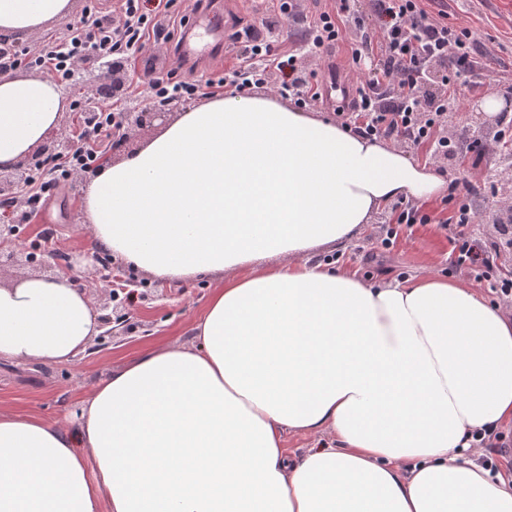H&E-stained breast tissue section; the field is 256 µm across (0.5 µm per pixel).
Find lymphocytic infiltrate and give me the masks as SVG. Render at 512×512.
Returning a JSON list of instances; mask_svg holds the SVG:
<instances>
[{
  "label": "lymphocytic infiltrate",
  "mask_w": 512,
  "mask_h": 512,
  "mask_svg": "<svg viewBox=\"0 0 512 512\" xmlns=\"http://www.w3.org/2000/svg\"><path fill=\"white\" fill-rule=\"evenodd\" d=\"M186 11L181 0H116L108 9L100 0H87L81 16L67 21V36L61 41L35 50L0 45V70L34 69L65 84L79 66L114 56L133 57L149 44L173 43L186 23ZM476 40L470 29L435 17L424 0H369L364 10L355 0H337L335 9L321 11L309 22L305 38L306 54L312 59L340 42L350 44L356 98L351 111L339 112L342 126L370 139L407 142L436 161L469 154L479 163L500 143L512 141V123L491 140L481 134L459 139L442 133L449 111H462L472 86L480 82L473 58ZM235 54L237 68L203 82L193 79L185 60H176L167 71L149 75L141 96L159 104L172 96L198 98L223 87L241 93L264 83L273 70L278 91L298 105L321 100L317 74L300 67L296 50L267 40H240ZM120 129L121 113L110 103L88 114L75 146L47 161L33 176L23 201L25 216L37 214L46 195L73 174L93 168ZM473 191L472 184L453 182L442 200L453 243L451 265L487 283L497 297L511 300L512 271L500 267L496 242L508 227L496 225L492 239L473 238L471 226L479 216L470 204Z\"/></svg>",
  "instance_id": "1"
}]
</instances>
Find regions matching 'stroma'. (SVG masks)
<instances>
[{"label":"stroma","mask_w":512,"mask_h":512,"mask_svg":"<svg viewBox=\"0 0 512 512\" xmlns=\"http://www.w3.org/2000/svg\"><path fill=\"white\" fill-rule=\"evenodd\" d=\"M449 24L478 33L482 83L468 95L466 110L478 112L481 100L503 95L512 87V0H439ZM336 0H302L301 20L281 17L278 0H219L228 15L230 31L248 28L255 38L288 46L299 45L308 17L333 8ZM80 194L69 186L59 187L47 198L31 223L22 225L9 247L36 251V265L0 268V283L27 275L57 273L66 254L93 250L90 233L83 227ZM391 217L382 209L350 245L334 251L339 265L357 268L363 275L406 278L426 271L458 277L449 257L453 249L450 232L435 223L400 227L396 242L382 243L383 226ZM121 291L138 294L133 308L113 306L110 337L99 342L84 358L57 366L19 365L0 361V408L17 413H36L51 422L74 425L77 399L110 368L136 356L155 342L193 339V326L203 311L212 282L199 278L173 283L133 270L113 260Z\"/></svg>","instance_id":"35a3bbf8"}]
</instances>
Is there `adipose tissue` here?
I'll list each match as a JSON object with an SVG mask.
<instances>
[{"label": "adipose tissue", "mask_w": 512, "mask_h": 512, "mask_svg": "<svg viewBox=\"0 0 512 512\" xmlns=\"http://www.w3.org/2000/svg\"><path fill=\"white\" fill-rule=\"evenodd\" d=\"M71 9L0 0V29ZM66 108L45 77L0 78V167ZM447 192L437 163L260 94L188 109L103 163L82 200L96 247L213 287L193 342L112 369L74 428L0 409V512H512L474 439L512 426V307L460 279L307 259L395 200ZM99 333L67 275L0 284V359L69 363ZM291 436L312 445L290 457Z\"/></svg>", "instance_id": "1"}]
</instances>
